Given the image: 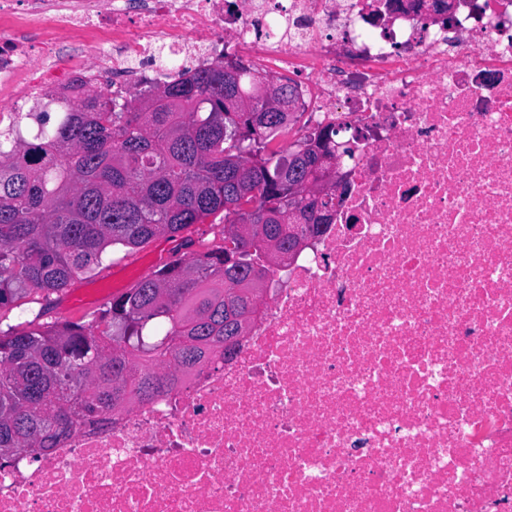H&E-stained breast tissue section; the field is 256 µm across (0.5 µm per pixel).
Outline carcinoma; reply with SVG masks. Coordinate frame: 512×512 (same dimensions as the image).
<instances>
[{"label": "carcinoma", "mask_w": 512, "mask_h": 512, "mask_svg": "<svg viewBox=\"0 0 512 512\" xmlns=\"http://www.w3.org/2000/svg\"><path fill=\"white\" fill-rule=\"evenodd\" d=\"M103 82L68 112H26L0 125V304L62 294L97 275L109 249L134 248L220 218L223 243L165 264L112 300L94 333L34 319L0 329V470L36 459L69 436L76 418H105L167 391V361L188 374L214 352L230 358L256 307L276 239L288 253L331 224V201L288 198L291 176L336 158L340 129L325 127L298 150L275 144L288 130L291 83L278 111L256 72L199 69L137 101Z\"/></svg>", "instance_id": "cac0c4a2"}]
</instances>
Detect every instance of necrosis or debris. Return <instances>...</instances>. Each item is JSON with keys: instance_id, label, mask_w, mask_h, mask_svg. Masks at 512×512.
<instances>
[{"instance_id": "4bbe7bcc", "label": "necrosis or debris", "mask_w": 512, "mask_h": 512, "mask_svg": "<svg viewBox=\"0 0 512 512\" xmlns=\"http://www.w3.org/2000/svg\"><path fill=\"white\" fill-rule=\"evenodd\" d=\"M164 50L290 75L349 191L232 358L18 456L0 512H512V0H0L8 114Z\"/></svg>"}]
</instances>
